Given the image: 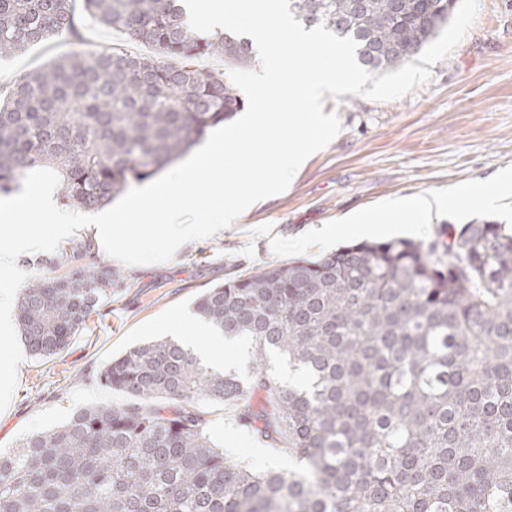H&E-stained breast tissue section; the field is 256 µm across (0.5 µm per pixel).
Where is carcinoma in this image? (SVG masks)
Masks as SVG:
<instances>
[{
  "label": "carcinoma",
  "mask_w": 512,
  "mask_h": 512,
  "mask_svg": "<svg viewBox=\"0 0 512 512\" xmlns=\"http://www.w3.org/2000/svg\"><path fill=\"white\" fill-rule=\"evenodd\" d=\"M75 0H0V58L75 33ZM125 44L87 48L14 82L0 105V196L48 168L66 204L95 209L184 156L244 108L225 73L247 38H196L178 0H83ZM458 0H290L306 27L356 45L384 73L448 25ZM147 45L143 54L126 45ZM121 272L98 261L20 289L29 352L51 358L112 301ZM195 313L251 341L241 379L156 340L100 371L120 406L76 410L0 452V512H512V234L466 224L428 243L340 247L270 264L198 297ZM277 353L299 385L268 368ZM286 470L224 454L202 403Z\"/></svg>",
  "instance_id": "carcinoma-1"
}]
</instances>
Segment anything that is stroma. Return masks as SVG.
Here are the masks:
<instances>
[{"label": "stroma", "instance_id": "35a3bbf8", "mask_svg": "<svg viewBox=\"0 0 512 512\" xmlns=\"http://www.w3.org/2000/svg\"><path fill=\"white\" fill-rule=\"evenodd\" d=\"M74 20L78 37H52L21 58L0 59V100L18 77L84 44L122 41L82 8H75ZM414 62L429 69L430 78L402 98H324V113L336 114L341 130L307 159L285 192L257 202L242 223L184 243L169 262L122 266L123 288L92 314L63 353L44 360L23 352L12 399L0 412V451L62 424L81 407L125 403L122 393L100 384V369L130 348L165 337L171 317L193 332V303L209 288L271 263L315 261L365 241L356 225L345 224L347 215L452 189L495 191L497 175L512 172V0H459L447 28ZM489 220L511 223L512 211L466 202L446 220L415 225L410 238L427 241L447 226ZM326 225L339 228L340 236L310 242L311 230ZM95 233V227H85L54 251L20 255L17 266L30 278L66 274L86 262L73 246ZM236 415L232 404L212 411L213 441L262 470L285 464V456L260 451Z\"/></svg>", "mask_w": 512, "mask_h": 512}]
</instances>
